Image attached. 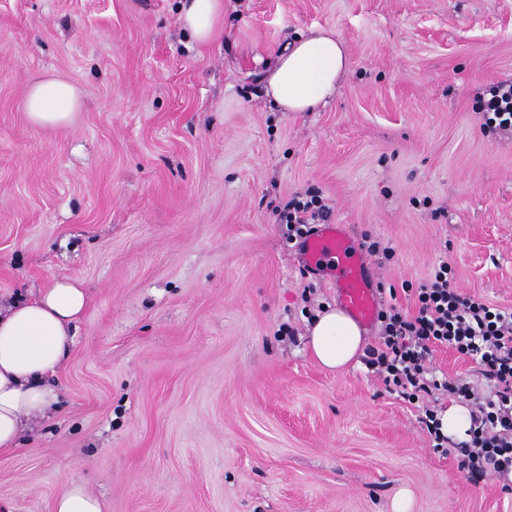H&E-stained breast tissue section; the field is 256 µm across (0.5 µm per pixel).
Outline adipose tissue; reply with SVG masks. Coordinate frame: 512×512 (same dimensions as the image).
I'll list each match as a JSON object with an SVG mask.
<instances>
[{"label": "adipose tissue", "mask_w": 512, "mask_h": 512, "mask_svg": "<svg viewBox=\"0 0 512 512\" xmlns=\"http://www.w3.org/2000/svg\"><path fill=\"white\" fill-rule=\"evenodd\" d=\"M179 21L197 44H211L224 31V2L180 0ZM347 66L335 32L298 38L273 56L263 78L265 93L280 111L309 112L326 104ZM24 107L32 124L64 127L80 109L81 94L69 80L52 75L29 85ZM87 304L84 288L64 278L33 300L0 308V451L16 447L26 421L56 402L45 378L72 346V329ZM308 332L312 356L331 371L349 366L366 345L364 328L338 308L318 312Z\"/></svg>", "instance_id": "1"}]
</instances>
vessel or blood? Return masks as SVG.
Listing matches in <instances>:
<instances>
[{"label":"vessel or blood","mask_w":512,"mask_h":512,"mask_svg":"<svg viewBox=\"0 0 512 512\" xmlns=\"http://www.w3.org/2000/svg\"><path fill=\"white\" fill-rule=\"evenodd\" d=\"M310 273H330L343 308L361 324L375 322L378 291L368 274V262L356 251L340 224L316 225L298 246Z\"/></svg>","instance_id":"b4317fda"}]
</instances>
